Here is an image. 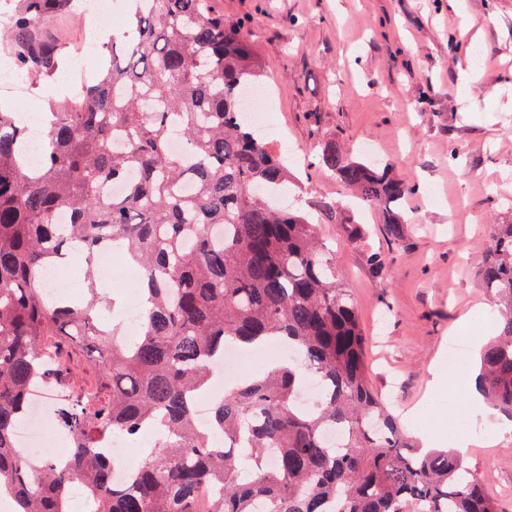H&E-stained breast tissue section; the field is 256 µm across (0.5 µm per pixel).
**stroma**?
Returning <instances> with one entry per match:
<instances>
[{"label": "stroma", "instance_id": "stroma-1", "mask_svg": "<svg viewBox=\"0 0 512 512\" xmlns=\"http://www.w3.org/2000/svg\"><path fill=\"white\" fill-rule=\"evenodd\" d=\"M465 5L461 16L449 0H217L266 66L272 112L262 127L298 179L290 202L308 211L344 198L315 155L327 143L370 149L416 188L405 244L376 207L355 212L369 228L361 242L321 226L368 337L371 384L399 414L421 403L460 312L486 298L475 275L486 225L512 221V0ZM473 54L481 78L463 101L457 85ZM72 70L68 59L52 76L22 79L20 91L0 90V106L41 107L44 88ZM370 249L391 256L385 278L364 265ZM471 422L497 443L466 455L512 512V432L499 433L498 415Z\"/></svg>", "mask_w": 512, "mask_h": 512}]
</instances>
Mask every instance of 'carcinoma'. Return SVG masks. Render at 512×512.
<instances>
[{
    "label": "carcinoma",
    "instance_id": "carcinoma-1",
    "mask_svg": "<svg viewBox=\"0 0 512 512\" xmlns=\"http://www.w3.org/2000/svg\"><path fill=\"white\" fill-rule=\"evenodd\" d=\"M215 3L126 0L112 60L81 106L52 108L34 163L16 114L0 108V495L13 512H70L76 482L90 512H503L462 454L416 447L373 391L334 253L313 214L278 205L288 164L245 117L244 94L264 76L249 31ZM78 8L18 0L6 30L17 74L57 69L44 25ZM317 157L406 241L410 184L335 144ZM110 182L122 193L106 195ZM62 209L84 244L85 302L47 294L45 271L71 254ZM488 241L478 277L500 331L480 354V379L512 419V224L488 225ZM102 247L138 271L144 319L130 342L102 314ZM364 261L380 278L390 259L369 250ZM272 340L298 357L237 384L212 403L210 428L196 427L193 400L225 348ZM83 350L98 358L93 382L60 400L67 462L23 454L15 428L30 391L65 383L67 358ZM310 378L322 391L302 406ZM336 429L340 450L324 440ZM149 432L145 460L114 482L104 448Z\"/></svg>",
    "mask_w": 512,
    "mask_h": 512
}]
</instances>
